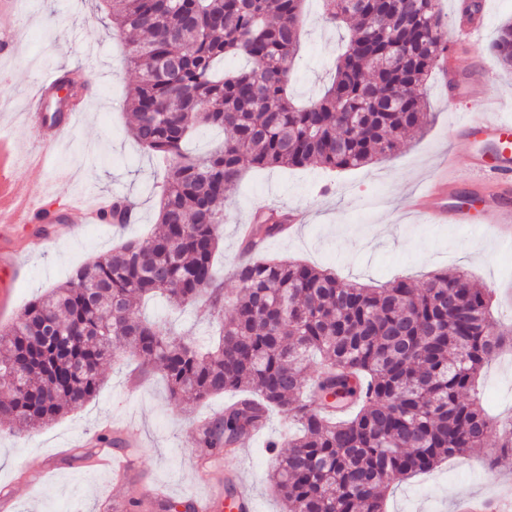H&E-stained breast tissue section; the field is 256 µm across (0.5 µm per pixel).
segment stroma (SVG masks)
<instances>
[{
	"mask_svg": "<svg viewBox=\"0 0 512 512\" xmlns=\"http://www.w3.org/2000/svg\"><path fill=\"white\" fill-rule=\"evenodd\" d=\"M487 23L473 41L455 38L452 54L461 73L484 68L491 72L488 92L502 115L512 114V71L503 69L491 51L497 29L512 19V0H485ZM342 29L326 24L318 0H306L301 48L291 93L296 102L315 99L328 84L341 45ZM11 50L1 56L0 91L30 106V89L50 73L80 69L89 90L82 113L44 167L31 166L38 146L33 132L16 113L0 112V134L16 144V181L47 192L62 204L71 196L98 191L138 199L136 223L78 224L71 238L42 236L41 225L16 230L24 275L13 283L8 312L0 325L13 321L15 310L33 296L66 281L81 265L108 252L121 240H147L156 222L159 197L152 194L164 176L162 164L140 150L127 132L121 109L136 78L124 58V37L108 30L91 0H30L18 17ZM432 118L426 129L407 135L393 155L365 167L330 175L314 168L268 169L245 165L243 177L227 189L224 224L216 268L225 292H234L232 276L242 256L238 227L258 211L285 212L300 207L308 223L292 235L271 239L263 253L329 269L343 282L378 285L404 277L422 283L442 269L461 268L491 296L495 329L512 327V243L493 240L478 224H431L410 212L407 200L426 181L447 176L460 196H467L476 174L469 149L451 138L449 129L466 106L450 104L441 72H434L426 90ZM150 318L172 317L190 339L206 340L210 312L196 302L183 313L169 315L162 303L150 301ZM135 360L108 364L98 396L32 433L17 434L0 426V503L5 512H104L105 498L139 499L145 486L164 488L171 501L205 495L193 463L198 458L195 429L207 415L222 412L227 396L214 397L192 410L170 401L165 381L152 376L135 390L127 386ZM475 393L494 415L512 416V360L486 366ZM125 431L136 441L137 461L129 481L114 485L108 470H86L88 447L105 430ZM49 461L46 473L27 474L33 455ZM242 478L259 501L260 512H282L280 499L267 480L271 461L263 444L244 448ZM512 484V460L487 467L473 458L453 457L417 474L387 497L386 512H454L465 494L490 495Z\"/></svg>",
	"mask_w": 512,
	"mask_h": 512,
	"instance_id": "stroma-1",
	"label": "stroma"
}]
</instances>
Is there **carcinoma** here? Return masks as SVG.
Returning a JSON list of instances; mask_svg holds the SVG:
<instances>
[{
	"label": "carcinoma",
	"mask_w": 512,
	"mask_h": 512,
	"mask_svg": "<svg viewBox=\"0 0 512 512\" xmlns=\"http://www.w3.org/2000/svg\"><path fill=\"white\" fill-rule=\"evenodd\" d=\"M303 0H98L112 29L129 33L138 72L125 106L130 133L166 161L158 228L128 239L32 298L0 327V425L31 431L93 399L102 367L135 358L194 408L242 394L203 424L204 455L251 433L278 410L300 434L270 444L268 480L285 512H385L392 486L491 443V464L512 455V421L493 422L469 396L482 369L512 348L494 332L487 294L464 271H438L416 286L342 283L325 270L245 258L224 293L215 255L227 185L243 160L257 167L357 169L393 153L423 129V91L448 45L437 0H322L329 23L347 26L331 86L298 105L288 96ZM492 49L512 69V22ZM243 55L250 67L219 74ZM224 131L200 157L186 150L199 129ZM130 199L112 203L128 224ZM281 225L261 213L252 236ZM159 295L182 310L199 300L218 318V341L188 340L141 317ZM320 356L316 398H306L307 356Z\"/></svg>",
	"instance_id": "1"
}]
</instances>
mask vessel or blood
Segmentation results:
<instances>
[{"instance_id": "obj_1", "label": "vessel or blood", "mask_w": 512, "mask_h": 512, "mask_svg": "<svg viewBox=\"0 0 512 512\" xmlns=\"http://www.w3.org/2000/svg\"><path fill=\"white\" fill-rule=\"evenodd\" d=\"M57 76L41 80L34 95L35 106L26 115L29 128L34 132L46 129V116L42 106L56 87ZM449 102H456L459 95H467L475 110L459 121L454 136L465 142L482 141L493 146V154L478 150L471 152L470 163L481 175L498 178L503 189L495 197L483 199L478 212H471L467 205L456 203V191L447 182L435 180L421 188L412 197V211L427 216L436 224H471L481 221L487 233L502 240L512 239V119L501 116L484 92V74L462 77L455 68L445 74ZM13 161L0 148V233L19 224L33 223L39 217L48 222L62 221L64 217L80 215L88 220L102 219L107 212L104 203L95 198L68 199L63 210L47 211L46 198L33 188L16 182L12 176ZM18 273L15 253L9 243L0 244V289L8 290ZM115 440L122 452L112 458V475L121 479L129 475L135 458L129 452L130 440L123 433H116ZM223 462L214 459L200 462L197 470L203 482L213 485L214 490L202 501L196 502V512H259L255 496L247 489L240 474H226ZM456 512H512V489L498 495L484 497L468 495L456 505Z\"/></svg>"}]
</instances>
